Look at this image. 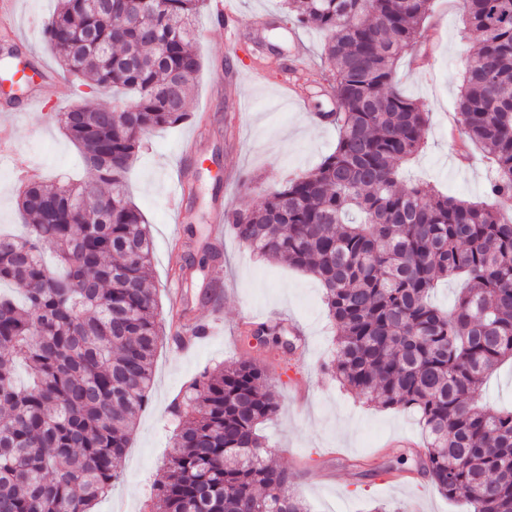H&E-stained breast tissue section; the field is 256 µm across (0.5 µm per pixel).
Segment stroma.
<instances>
[{
	"instance_id": "1",
	"label": "stroma",
	"mask_w": 512,
	"mask_h": 512,
	"mask_svg": "<svg viewBox=\"0 0 512 512\" xmlns=\"http://www.w3.org/2000/svg\"><path fill=\"white\" fill-rule=\"evenodd\" d=\"M14 3L9 40L19 46L20 59L0 60V79L26 82L34 95L39 74H47L55 81V101L33 109L27 98L12 102L0 95V114H12L19 152L39 167L42 180L82 178L85 169L77 147L48 116L78 100L71 77L41 35L40 24L57 0ZM237 13L231 32L214 25L209 13L199 15L195 43L204 67L189 98L191 117L156 132L128 174L131 196L150 225L156 299L164 324L172 322L176 283L171 274L185 247L197 251L218 245L217 257L193 275L184 318L185 323L205 325L209 333L186 353L169 342L158 348L150 403L133 428L121 477L93 512H147L154 485L165 475L176 427L170 402L202 373L246 358L265 372L278 393L279 410L262 424L261 433L275 464L295 475L293 489L309 512H372L380 504L391 512H408L412 506L417 512H460L459 501L446 498L420 470L416 444L422 436L416 414L367 405L320 372V364L333 357L334 330L319 281L287 264L256 260L230 231H223L219 240L211 238L215 211L251 208L287 177L314 170L338 139L334 125L314 118L336 107L324 91V35L301 29L307 67L295 69L282 0H237ZM461 18L460 0H433L426 21L433 34L425 44L427 69H415L412 54L398 64L403 93L430 109L424 147L404 166L402 176L481 201L491 170L486 153L472 145L465 163L456 162L462 137L456 121L458 86L465 61L479 42L474 33L460 36ZM228 58L240 87L236 100L220 96L212 79L214 68ZM290 82L307 95L308 111L286 96ZM189 139L198 147V161L179 155ZM179 166L184 169L182 185L193 186L195 195L176 218L168 201L171 176ZM178 221L194 225L196 239L174 232ZM274 316L281 325L292 322L304 329V357L250 344L247 324Z\"/></svg>"
}]
</instances>
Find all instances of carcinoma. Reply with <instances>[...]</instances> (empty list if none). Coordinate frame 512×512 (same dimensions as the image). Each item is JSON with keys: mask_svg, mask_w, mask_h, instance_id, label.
<instances>
[{"mask_svg": "<svg viewBox=\"0 0 512 512\" xmlns=\"http://www.w3.org/2000/svg\"><path fill=\"white\" fill-rule=\"evenodd\" d=\"M286 20L326 35L336 111L331 154L255 207L224 217L257 256L317 278L336 327L323 367L374 407L408 409L426 445L420 469L468 512H512V407L482 387L512 362V0H463L482 40L458 97L464 140L495 162L488 202L406 183L429 109L396 67L424 36L430 0H284ZM204 0H63L42 27L79 95L122 88L127 105L76 103L55 119L79 148L86 183L17 191L24 236L0 233V512H91L120 476L134 419L149 402L165 337L148 224L125 177L143 139L189 119L203 67L193 19ZM141 17V29L125 27ZM464 278L453 307L429 301ZM24 363L31 382L14 380ZM179 418L150 512H307L267 459L259 425L278 411L247 360L203 374L172 402Z\"/></svg>", "mask_w": 512, "mask_h": 512, "instance_id": "1", "label": "carcinoma"}]
</instances>
